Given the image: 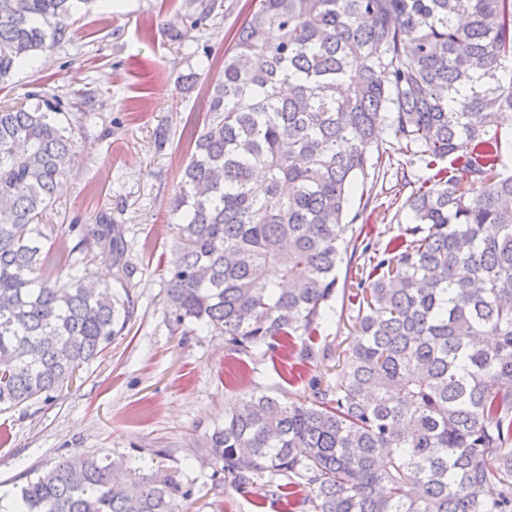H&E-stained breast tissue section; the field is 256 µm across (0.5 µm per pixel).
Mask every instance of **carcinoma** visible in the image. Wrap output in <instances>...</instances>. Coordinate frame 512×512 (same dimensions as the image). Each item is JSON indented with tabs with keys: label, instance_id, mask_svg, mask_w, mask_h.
Listing matches in <instances>:
<instances>
[{
	"label": "carcinoma",
	"instance_id": "1",
	"mask_svg": "<svg viewBox=\"0 0 512 512\" xmlns=\"http://www.w3.org/2000/svg\"><path fill=\"white\" fill-rule=\"evenodd\" d=\"M93 0H0V87L53 49ZM512 0H258L190 122L159 258L175 328L229 350L300 355L327 321L342 254L355 340L308 404L253 393L206 436L215 473L260 479L308 512H512ZM351 82L353 93L343 95ZM0 105V405L54 402L123 334L129 288L88 284L90 256L120 282L123 228L102 214L45 248L39 223L73 168L85 112L44 89ZM436 173L380 250L347 228L356 180L388 173L383 133ZM450 165L466 173L461 180ZM497 228L485 234V225ZM66 273L64 282L53 275ZM193 489L114 452L71 453L0 512H180Z\"/></svg>",
	"mask_w": 512,
	"mask_h": 512
}]
</instances>
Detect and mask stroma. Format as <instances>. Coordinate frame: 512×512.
Instances as JSON below:
<instances>
[{
    "label": "stroma",
    "mask_w": 512,
    "mask_h": 512,
    "mask_svg": "<svg viewBox=\"0 0 512 512\" xmlns=\"http://www.w3.org/2000/svg\"><path fill=\"white\" fill-rule=\"evenodd\" d=\"M207 2L120 0L109 10L96 0L53 51L27 59L0 90L1 102H13L41 86L73 107L82 93L92 94L78 160L43 221L57 227L78 217L91 226L98 213H111L137 267L130 283L137 311L105 355L53 403L0 411V432L9 435L0 443V496L62 456L135 449L193 484L185 512H284L264 481L246 492L215 481L205 437L250 393L312 401L316 386L335 382L353 319L347 294L337 293L316 339L330 355L293 363L276 353H233L223 337L185 336L169 320L157 259L173 253L169 205L181 180L183 135L204 112L207 90L221 77L224 53L252 0H215L206 21L196 24ZM160 128L169 136L161 152L154 145ZM430 175L417 163L378 180L373 202L348 235L386 246L410 222L405 202L414 184Z\"/></svg>",
    "instance_id": "obj_1"
}]
</instances>
